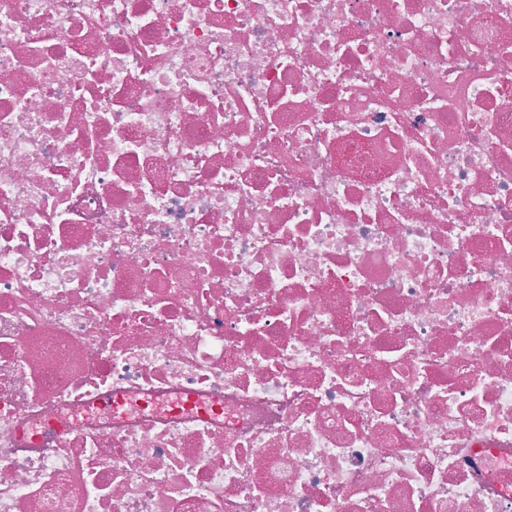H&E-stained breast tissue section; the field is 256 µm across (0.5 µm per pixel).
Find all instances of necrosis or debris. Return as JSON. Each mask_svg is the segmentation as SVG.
Here are the masks:
<instances>
[{
    "label": "necrosis or debris",
    "mask_w": 512,
    "mask_h": 512,
    "mask_svg": "<svg viewBox=\"0 0 512 512\" xmlns=\"http://www.w3.org/2000/svg\"><path fill=\"white\" fill-rule=\"evenodd\" d=\"M0 512H512V0H0Z\"/></svg>",
    "instance_id": "1"
}]
</instances>
